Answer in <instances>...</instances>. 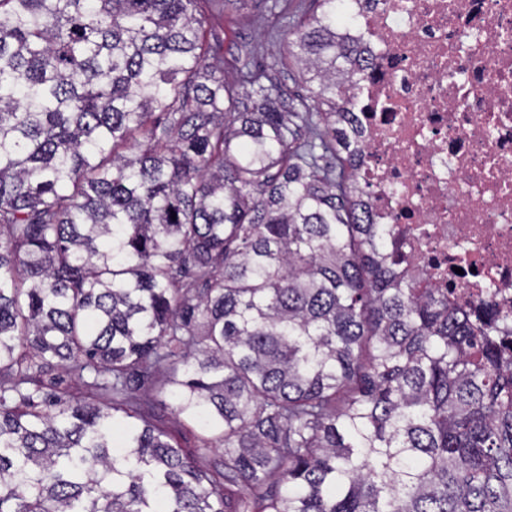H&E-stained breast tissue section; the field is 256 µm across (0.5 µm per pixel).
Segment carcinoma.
Instances as JSON below:
<instances>
[{
    "instance_id": "cac0c4a2",
    "label": "carcinoma",
    "mask_w": 512,
    "mask_h": 512,
    "mask_svg": "<svg viewBox=\"0 0 512 512\" xmlns=\"http://www.w3.org/2000/svg\"><path fill=\"white\" fill-rule=\"evenodd\" d=\"M311 2L295 100L224 0H0V512H512V324L384 256Z\"/></svg>"
}]
</instances>
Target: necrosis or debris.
Instances as JSON below:
<instances>
[{"label": "necrosis or debris", "instance_id": "necrosis-or-debris-1", "mask_svg": "<svg viewBox=\"0 0 512 512\" xmlns=\"http://www.w3.org/2000/svg\"><path fill=\"white\" fill-rule=\"evenodd\" d=\"M338 38L374 61L342 103L358 192L399 271L512 319V0H368Z\"/></svg>", "mask_w": 512, "mask_h": 512}]
</instances>
